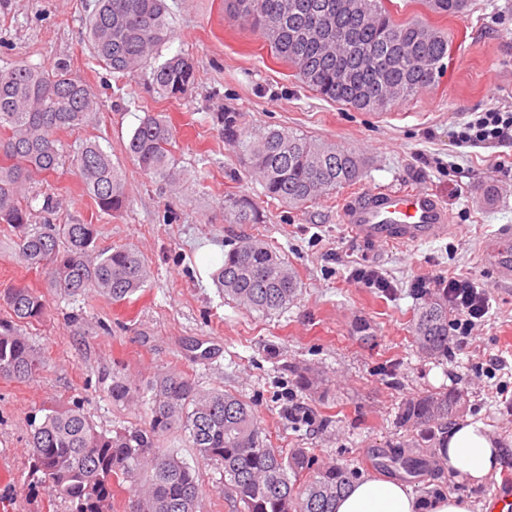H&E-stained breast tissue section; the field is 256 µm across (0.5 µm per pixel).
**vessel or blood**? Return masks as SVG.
<instances>
[{"mask_svg":"<svg viewBox=\"0 0 512 512\" xmlns=\"http://www.w3.org/2000/svg\"><path fill=\"white\" fill-rule=\"evenodd\" d=\"M344 222L355 237L375 244L418 243L446 234L450 216L446 207L421 189H375L353 198L344 210ZM483 257L501 284L512 285V233L489 237ZM488 512H512V478L488 497Z\"/></svg>","mask_w":512,"mask_h":512,"instance_id":"vessel-or-blood-1","label":"vessel or blood"}]
</instances>
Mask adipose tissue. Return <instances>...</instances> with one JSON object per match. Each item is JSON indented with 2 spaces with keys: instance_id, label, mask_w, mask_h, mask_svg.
<instances>
[{
  "instance_id": "obj_1",
  "label": "adipose tissue",
  "mask_w": 512,
  "mask_h": 512,
  "mask_svg": "<svg viewBox=\"0 0 512 512\" xmlns=\"http://www.w3.org/2000/svg\"><path fill=\"white\" fill-rule=\"evenodd\" d=\"M449 469L460 471L470 483H484L492 472L500 470L507 458L502 448L482 423L467 420L448 434L441 451ZM468 499L443 495L422 502L410 486L397 480L364 476L354 481L335 504L336 512H472Z\"/></svg>"
}]
</instances>
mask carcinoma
I'll return each mask as SVG.
<instances>
[{
    "label": "carcinoma",
    "mask_w": 512,
    "mask_h": 512,
    "mask_svg": "<svg viewBox=\"0 0 512 512\" xmlns=\"http://www.w3.org/2000/svg\"><path fill=\"white\" fill-rule=\"evenodd\" d=\"M362 2L360 16L346 10L345 0H232V8L318 95L357 110L383 111L438 82L451 38L419 22L396 21L382 0ZM427 4L435 13L458 17L467 0ZM169 38L163 0H96L87 26L93 53L112 72L133 77L150 66L152 88L162 97L181 98L193 89L196 69L179 55L159 60ZM96 105L64 65L18 64L0 71V224L17 233L22 262L48 271L55 287L71 296L93 290L120 303L147 281L140 255L128 247L98 249L95 224L34 228L28 205L31 185L69 164L100 210L124 208L121 175L100 145L86 142L69 158L54 138L57 131L82 126ZM220 124L224 142L238 149L272 199L306 204L360 176L361 158L343 147L284 130H248L235 112L221 115ZM171 139L170 124L148 114L127 150L142 170L172 182ZM224 223L261 220L251 202L230 196ZM213 279L224 295L265 316L285 311L297 296L294 272L259 238L248 237L224 254ZM4 300L13 323L0 326V376L29 381L44 356L18 326L39 322L45 302L27 286L7 289ZM414 335L421 355L448 359V295L441 289L420 308ZM149 390L148 421L113 435L96 431L78 404L30 421L32 476L70 502L71 512H112V485L122 481L131 482L137 512H201L195 469L160 444L176 427L188 432L201 458L224 468V494L235 512H335L336 499L357 475L346 465L319 461L313 448L273 447L251 403L234 393L202 390L179 373L154 377ZM109 394L118 402L138 397L126 381L113 382ZM461 398L446 389L399 408L397 424L416 432L412 447H443Z\"/></svg>",
    "instance_id": "carcinoma-1"
}]
</instances>
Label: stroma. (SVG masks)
Listing matches in <instances>:
<instances>
[{"instance_id":"35a3bbf8","label":"stroma","mask_w":512,"mask_h":512,"mask_svg":"<svg viewBox=\"0 0 512 512\" xmlns=\"http://www.w3.org/2000/svg\"><path fill=\"white\" fill-rule=\"evenodd\" d=\"M165 3L171 34L161 55H188L198 71L195 88L181 99L161 98L149 72L121 79L96 61L84 38L95 0H0V70L60 63L88 85L98 106L79 129L59 132V146L69 153L99 142L128 197L122 211L103 212L64 166L47 178L61 207L46 214L33 202L35 224L97 225L99 248L131 247L150 272L124 303L95 292L72 297L45 271L21 263L15 232L0 224V294L25 285L46 304L43 319L22 328L44 351L43 369L27 382L0 377V512H69L68 502L30 475L31 416L77 401L98 431L111 434L148 420L146 384L165 372L252 402L276 447L314 448L323 461L402 480L421 498L455 494L482 512L502 473L512 474V459L473 486L449 474L438 449L424 452L416 476L390 458L410 439L395 424L399 406L444 388L463 393L459 420L482 422L512 448V287L502 286L481 256L486 238L512 226V147H460L452 138L456 124L475 113L512 110V0H468L458 17L434 13L423 0H390L397 19L448 32L452 45L438 83L381 113L319 97L229 13L226 0ZM224 112L238 113L249 129H285L351 149L362 174L302 206L270 200L225 143L217 124ZM153 113L172 122L171 152L181 172L174 184L142 171L127 151L140 120ZM381 186L438 196L451 215L449 231L411 245L354 238L345 205ZM231 195L249 198L262 223H225ZM243 237L264 239L293 270L298 294L283 313L247 311L214 284L225 252ZM357 266L378 270L388 289L357 283ZM448 277L486 289L490 308L467 343L451 338L449 359L435 361L415 350L417 312L431 297L414 284ZM297 367L314 370L312 389L296 386ZM116 378L139 385L133 404L112 401ZM296 403L307 407L310 422L289 417ZM164 445L196 470L202 512H232L222 470L198 459L183 431L173 429Z\"/></svg>"}]
</instances>
